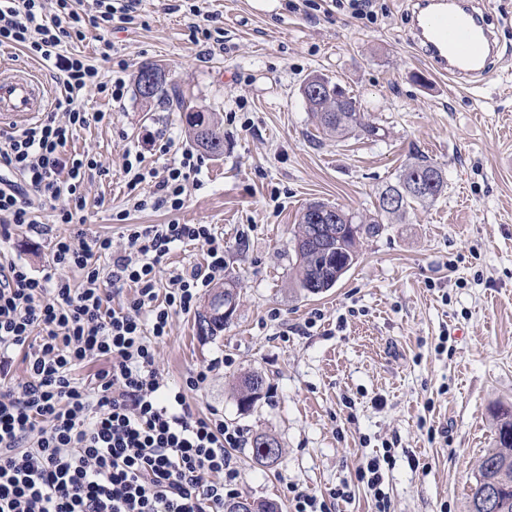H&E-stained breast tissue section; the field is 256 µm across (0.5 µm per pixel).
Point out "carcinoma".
<instances>
[{"label":"carcinoma","mask_w":512,"mask_h":512,"mask_svg":"<svg viewBox=\"0 0 512 512\" xmlns=\"http://www.w3.org/2000/svg\"><path fill=\"white\" fill-rule=\"evenodd\" d=\"M320 93L305 96L308 111L316 120L317 129L325 135L345 137L355 132L367 136L378 135L379 127L362 109L359 100L336 85L319 84ZM178 110L185 114L193 140L207 153L224 154V136L216 131L207 112H194L185 99L175 95ZM447 190L440 167L429 157L417 152L410 154L401 167L396 181L379 194L374 211L367 215L340 210L324 203L307 205L298 217L294 231L295 277L294 285L305 294L321 293L333 287L345 274L344 268L358 259L360 240L380 232L383 224H400L413 205L431 203ZM390 194L399 198L400 206L388 210L383 198ZM340 212L337 223L346 229L336 245V256L341 262L332 268L325 267L324 257L318 249V224L314 216L318 211ZM238 283L231 278L216 287L210 300V309L198 314V330L201 336H214L224 329L226 321L217 315L221 306H237ZM497 422L496 448L484 455L471 489V512H483L481 504L488 493L498 495V512H512V409L501 407L495 413Z\"/></svg>","instance_id":"carcinoma-1"}]
</instances>
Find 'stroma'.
Here are the masks:
<instances>
[{
	"label": "stroma",
	"mask_w": 512,
	"mask_h": 512,
	"mask_svg": "<svg viewBox=\"0 0 512 512\" xmlns=\"http://www.w3.org/2000/svg\"><path fill=\"white\" fill-rule=\"evenodd\" d=\"M296 2L205 0L218 21L199 44L185 0H142L134 23L113 24L105 34L113 60H125L132 78L145 65L167 66L194 110L218 116L224 153L203 156L180 211L135 209L151 186L130 188L126 153L160 172L194 143L166 102L132 90L119 104L89 93L87 111L103 118L65 147L101 166L86 187L83 228L120 240L127 224L112 215L126 209L128 224L175 220L223 235L224 273L239 283L231 321L206 338L196 314L174 315L156 350L172 385L210 366L188 401L198 414L223 410L242 430L233 452L240 496L290 512L289 486L326 495L348 482L351 500L332 512H378L355 471L385 456L390 512H469L474 476L495 445L494 414L512 407V0H487L500 52L487 82L470 86L422 57L404 0H377L371 21L330 0ZM310 74L355 95L381 137L318 130L300 92ZM414 147L442 167L446 192L364 239L331 290L293 288L300 209L314 201L372 209ZM10 232L0 264L48 265L47 237ZM250 373L265 384L244 411L234 390ZM260 433L283 450L273 465L250 454Z\"/></svg>",
	"instance_id": "1"
}]
</instances>
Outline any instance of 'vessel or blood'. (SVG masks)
Returning <instances> with one entry per match:
<instances>
[{"label": "vessel or blood", "instance_id": "vessel-or-blood-1", "mask_svg": "<svg viewBox=\"0 0 512 512\" xmlns=\"http://www.w3.org/2000/svg\"><path fill=\"white\" fill-rule=\"evenodd\" d=\"M410 38L433 70L458 81L488 76L498 53L479 0H410ZM43 85L32 75L0 68V125L41 111Z\"/></svg>", "mask_w": 512, "mask_h": 512}]
</instances>
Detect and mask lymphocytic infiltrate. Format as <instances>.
Returning <instances> with one entry per match:
<instances>
[{
	"mask_svg": "<svg viewBox=\"0 0 512 512\" xmlns=\"http://www.w3.org/2000/svg\"><path fill=\"white\" fill-rule=\"evenodd\" d=\"M54 2L49 10L45 0H0V46L27 51L60 84L51 112L0 141V222L51 244L42 275L16 261L0 270V354L24 347L27 373L0 383V512H224L236 495L232 452L243 433L219 409L193 414L187 394L209 368L169 387L154 345L173 315L192 312L200 292L223 276L224 239L211 225L176 221L129 224L119 244L78 229L85 179L99 163L63 149L90 123L89 89L124 99L128 66L100 71L70 45L89 29L131 23L140 0ZM200 171L193 152L182 151L137 209L181 210L186 184ZM39 200L60 201L52 224L38 219ZM56 223L74 230L53 234ZM188 243L204 247V269L161 280L165 257ZM127 287L132 296L113 307ZM94 359L105 368L78 381L75 370Z\"/></svg>",
	"mask_w": 512,
	"mask_h": 512,
	"instance_id": "1",
	"label": "lymphocytic infiltrate"
}]
</instances>
